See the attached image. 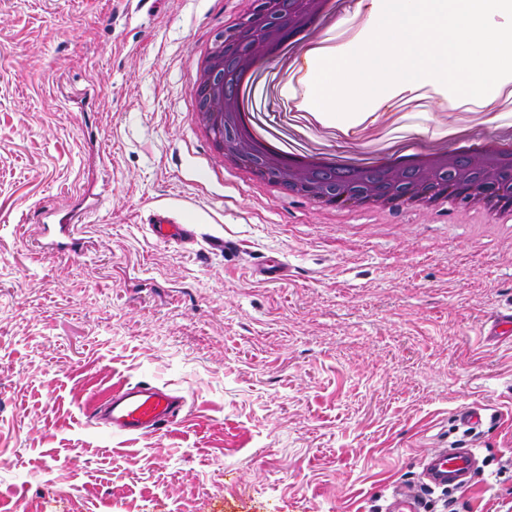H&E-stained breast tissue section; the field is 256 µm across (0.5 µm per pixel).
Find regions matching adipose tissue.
Returning a JSON list of instances; mask_svg holds the SVG:
<instances>
[{
	"instance_id": "obj_1",
	"label": "adipose tissue",
	"mask_w": 512,
	"mask_h": 512,
	"mask_svg": "<svg viewBox=\"0 0 512 512\" xmlns=\"http://www.w3.org/2000/svg\"><path fill=\"white\" fill-rule=\"evenodd\" d=\"M371 2L367 39L352 49L308 50L311 115L333 116V128L348 132L344 113L384 101L393 85L430 75L467 101L477 92L466 76L477 69L485 75L478 93L491 100L512 99V43L500 38L501 23L512 24V0H498V19L486 25L477 46L467 21L483 11L485 0H434L427 13L399 11L395 0Z\"/></svg>"
}]
</instances>
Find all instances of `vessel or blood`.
<instances>
[{
	"mask_svg": "<svg viewBox=\"0 0 512 512\" xmlns=\"http://www.w3.org/2000/svg\"><path fill=\"white\" fill-rule=\"evenodd\" d=\"M161 241L184 242L193 232L188 224L171 218L169 211L155 210L149 223ZM490 341L512 338V308L499 311L486 332ZM187 404L185 396L166 386L138 383L112 389L86 411L87 418L115 436L145 437L159 433L181 421ZM490 419L487 408L475 404L459 410L455 421L467 433L479 431ZM416 487L395 486L384 512H423V496L428 492L450 491L470 485L479 469V453L466 444L434 449L418 463Z\"/></svg>",
	"mask_w": 512,
	"mask_h": 512,
	"instance_id": "1",
	"label": "vessel or blood"
}]
</instances>
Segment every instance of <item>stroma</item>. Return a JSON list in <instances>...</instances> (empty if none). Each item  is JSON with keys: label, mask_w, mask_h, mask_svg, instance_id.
I'll return each instance as SVG.
<instances>
[{"label": "stroma", "mask_w": 512, "mask_h": 512, "mask_svg": "<svg viewBox=\"0 0 512 512\" xmlns=\"http://www.w3.org/2000/svg\"><path fill=\"white\" fill-rule=\"evenodd\" d=\"M240 0H0V512H379L432 449L478 445L460 512H512V239L455 210L327 208L214 155L198 61ZM273 127L356 153L277 86ZM408 130L445 135L425 86ZM76 251L42 252V215L93 199ZM165 207L192 224L157 241ZM281 279L253 277L269 257ZM188 399L169 430L89 422L112 385ZM480 402L476 436L454 415ZM148 226L154 237L165 242H184L190 240L193 235L191 224L174 220L165 209L155 210ZM512 335V308L499 311L490 321L486 332V339L489 341H503L511 338Z\"/></svg>", "instance_id": "stroma-1"}]
</instances>
